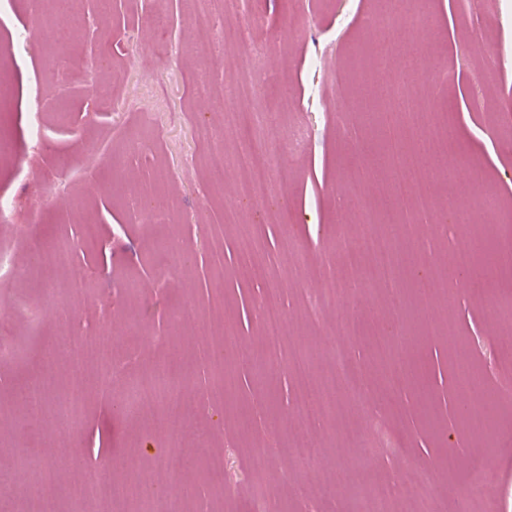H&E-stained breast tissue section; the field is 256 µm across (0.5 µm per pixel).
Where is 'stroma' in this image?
<instances>
[{"mask_svg":"<svg viewBox=\"0 0 512 512\" xmlns=\"http://www.w3.org/2000/svg\"><path fill=\"white\" fill-rule=\"evenodd\" d=\"M380 0H77L82 29L59 45L53 29L68 24L57 0H0V52L17 31L33 23L48 30L22 54L12 56L13 102L0 113L12 140L0 156V195L13 209L0 222V242L11 245L18 276L0 282V341L22 355L0 364V401L15 402L19 389L43 368L47 350L64 340L112 339L122 370L111 393L88 385L82 412L60 429L47 412L40 437H32L22 407L0 418V472L18 487L30 483L17 463L19 449L54 465L60 487L93 477L103 461L112 481L131 476L172 490L177 512H353L350 486L339 477L369 449L373 474L406 495L413 473L431 469L442 497L456 496L476 468L494 481L481 512H512V398L499 387L512 379V326L500 324L498 301L512 299V0H422L424 25L413 39L424 65L438 63L439 78L417 88L432 103L425 124L406 139L415 147L428 133L449 136L450 177L425 170L438 197L457 202L492 198L472 223L426 227L398 237L402 265L417 253L431 264L424 273L427 299L416 283L400 277L339 303L323 286L344 278L332 246L353 232L364 209H379L389 178L368 181L363 199L347 195L361 168L358 150L381 154V119L357 108L359 84L375 77L376 49L368 18ZM163 15L165 33L150 27ZM245 32L263 45V61L241 55L226 31ZM68 52L82 66L74 82L58 63ZM502 61L496 82L475 76L487 57ZM110 89L93 93L89 82ZM287 98L288 108L276 107ZM244 104L265 113L270 176L252 204L239 207L234 223L225 211L237 199L244 145L224 126L226 107ZM41 124L45 145L29 137ZM307 126L311 145L290 150L286 132ZM62 184L54 197L45 185ZM149 196L174 218L147 226L128 202ZM250 225L254 248L242 252L239 225ZM72 245L69 269L32 265L38 251L58 238ZM483 242L497 262L492 271L474 266L457 289L448 283V261ZM308 258L301 273L289 271L294 246ZM278 259L276 277L251 276L250 268ZM278 289L286 336L280 347L261 341L257 303ZM41 300L47 309L39 331L13 312L17 295ZM179 325L168 326L173 309ZM456 334L448 339L444 321ZM407 325L410 340L395 342L390 358L356 338L385 322ZM237 340L241 355L232 388L216 385L215 361L205 354ZM347 351L366 379L369 399L341 396L334 409L309 422L296 414L297 379L288 360L293 349L313 352L309 369L326 371L323 349ZM405 362L413 381L393 385L388 361ZM468 360L488 394L498 397L486 438L464 424L463 394L455 381L457 360ZM192 370L196 394L188 414L207 437L186 442L158 425L160 409L134 416L119 407L126 378L146 370ZM313 454L307 469L293 470L287 455L297 434ZM265 449L263 466L254 462ZM224 485L210 494L206 479Z\"/></svg>","mask_w":512,"mask_h":512,"instance_id":"35a3bbf8","label":"stroma"}]
</instances>
